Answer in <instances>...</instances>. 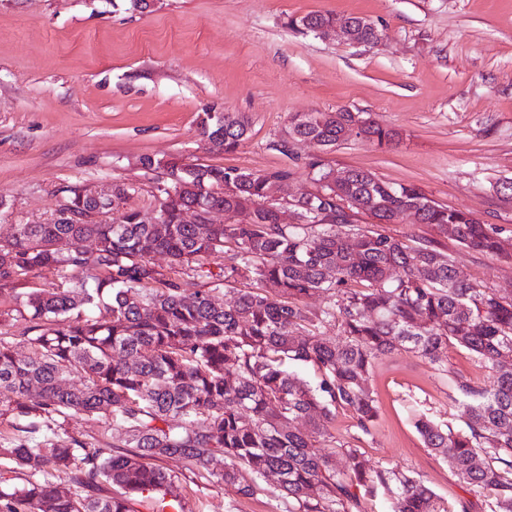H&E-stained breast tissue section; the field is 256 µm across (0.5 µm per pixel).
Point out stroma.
<instances>
[{"label": "stroma", "instance_id": "stroma-1", "mask_svg": "<svg viewBox=\"0 0 512 512\" xmlns=\"http://www.w3.org/2000/svg\"><path fill=\"white\" fill-rule=\"evenodd\" d=\"M365 16L381 40L360 46L289 29L318 11ZM360 112L400 132L381 149L351 140L329 149L338 169L362 168L414 184L438 203L471 212L512 236V202L494 190L512 179V0H161L144 12L128 0H0V225L47 224L69 187L124 180L130 201L153 208L154 174L142 155L253 171L290 168L292 191L315 184L304 141L277 142L300 112ZM242 112L245 142L214 154L198 131L206 112ZM439 248L462 276L512 290V260ZM487 384L491 373L448 345L439 360L398 350L374 368L379 417L362 437L372 465L420 476L450 512L472 497L447 463L424 447L412 417L463 426L452 373ZM185 512H284L280 498H252L186 469ZM475 498V497H472ZM477 512L488 500L475 498Z\"/></svg>", "mask_w": 512, "mask_h": 512}]
</instances>
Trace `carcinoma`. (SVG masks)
<instances>
[{
	"mask_svg": "<svg viewBox=\"0 0 512 512\" xmlns=\"http://www.w3.org/2000/svg\"><path fill=\"white\" fill-rule=\"evenodd\" d=\"M357 21L326 11L290 25L308 34ZM248 132L241 113L206 112L200 120L213 153L236 151ZM288 134L317 147L306 168L321 186L284 205L269 202L270 192L295 178L291 169L145 155L142 168L156 174L153 221L128 205L135 187L114 180L109 197L83 199L69 188L52 222L0 234V317L17 312L31 322L29 356L0 338V407L14 418L0 463L27 477L20 489H0V512H133L145 492L179 503L175 476L157 465L172 456L242 497L271 486L287 512H362L365 497L387 498L391 512H439L420 477L370 466L364 449L337 440L329 424L341 409L357 434L370 435L376 363L401 349L436 358L450 343L481 361L492 381L454 376L464 427L423 414L413 426L462 484L489 493L490 512H512V295L461 278L436 245V237H450L512 258V237L415 185L394 186L356 168L331 179L328 149L400 141L370 117L297 113ZM198 207L249 210L253 222L184 223L183 213ZM73 208L101 217L75 224L63 217ZM410 209L435 234L412 248L379 229ZM363 215L372 226L358 224ZM156 254L168 267L154 262ZM212 255L224 258L217 273L205 263ZM41 268L72 276L50 288H16ZM184 275L206 287L184 295ZM212 279L248 288L226 301L208 287ZM316 294L329 303L310 313L304 300ZM332 325L336 335H322ZM292 363L317 371L316 385L290 371ZM71 376L80 384L67 383ZM76 417L112 424L120 444L63 435ZM58 474L77 492L61 490ZM109 487L116 493L105 494Z\"/></svg>",
	"mask_w": 512,
	"mask_h": 512,
	"instance_id": "cac0c4a2",
	"label": "carcinoma"
}]
</instances>
